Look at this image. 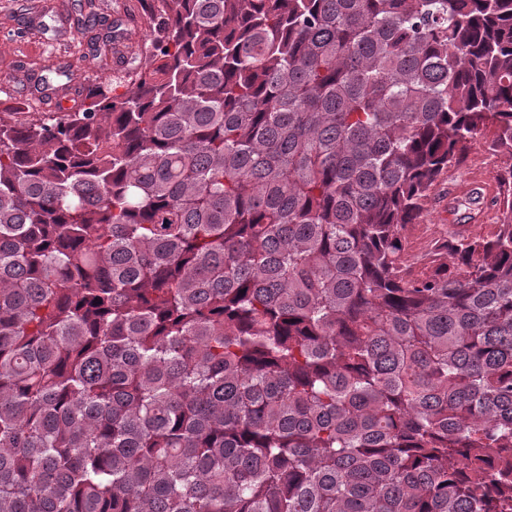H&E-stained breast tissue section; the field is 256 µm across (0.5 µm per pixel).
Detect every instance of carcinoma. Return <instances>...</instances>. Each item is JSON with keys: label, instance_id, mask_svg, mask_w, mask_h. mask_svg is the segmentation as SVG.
I'll list each match as a JSON object with an SVG mask.
<instances>
[{"label": "carcinoma", "instance_id": "1", "mask_svg": "<svg viewBox=\"0 0 512 512\" xmlns=\"http://www.w3.org/2000/svg\"><path fill=\"white\" fill-rule=\"evenodd\" d=\"M137 2L127 93L0 110V512H512V0ZM493 136V131L487 130L478 137L468 150L464 163L448 170L434 186L417 220L420 227L408 255L411 262H419L435 229L448 231V224H468V235L485 236L491 231V224H497L500 213L493 203L494 199L490 200L489 196L488 200L485 199V204L479 206L482 209H478L475 205L465 203L468 195L458 193V190L466 187L469 182L497 184V174L502 166L503 157L490 147ZM448 200L454 202L450 207ZM480 210L484 213L477 219L467 218L470 217L469 213L477 214ZM464 218L465 221L457 222Z\"/></svg>", "mask_w": 512, "mask_h": 512}]
</instances>
